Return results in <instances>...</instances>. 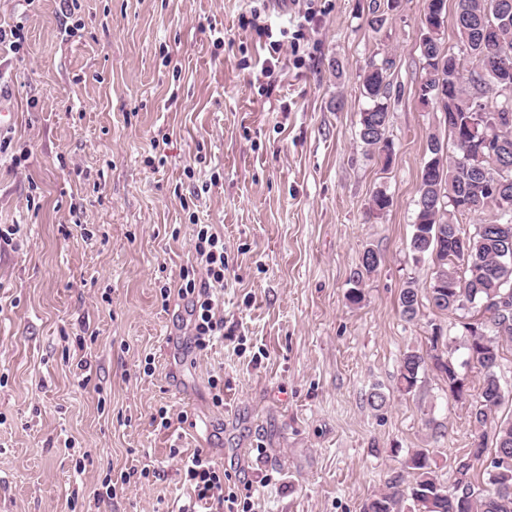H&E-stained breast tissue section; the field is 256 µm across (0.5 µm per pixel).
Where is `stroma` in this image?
<instances>
[{
	"instance_id": "35a3bbf8",
	"label": "stroma",
	"mask_w": 512,
	"mask_h": 512,
	"mask_svg": "<svg viewBox=\"0 0 512 512\" xmlns=\"http://www.w3.org/2000/svg\"><path fill=\"white\" fill-rule=\"evenodd\" d=\"M257 6L78 0L69 17L63 0H0V25L25 36L0 66L18 114L0 225L19 227L0 248V512H169L198 449L253 512H361L416 448L454 486L468 401L431 367L399 384L432 325L468 357L460 316L398 306L407 281H432L408 243L428 140L448 136L418 95L426 0H268L263 24L288 30L277 54ZM388 51L385 159L358 131L361 75ZM379 189L391 205L367 216ZM200 224L225 257L224 339L205 351L186 301L159 293ZM369 248L381 262L354 304ZM147 463L159 477L98 499L106 476Z\"/></svg>"
}]
</instances>
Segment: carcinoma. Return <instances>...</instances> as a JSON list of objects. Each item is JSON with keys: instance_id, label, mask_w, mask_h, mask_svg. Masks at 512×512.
<instances>
[{"instance_id": "cac0c4a2", "label": "carcinoma", "mask_w": 512, "mask_h": 512, "mask_svg": "<svg viewBox=\"0 0 512 512\" xmlns=\"http://www.w3.org/2000/svg\"><path fill=\"white\" fill-rule=\"evenodd\" d=\"M427 0L421 19L420 55L422 103L434 104L459 130L461 139L445 148L435 136L428 143L431 159L420 173L416 216L409 240L412 255L437 254L435 273L427 291L412 281L401 289L398 306L403 317L414 320L424 304L436 313L468 315L462 323L468 362L477 369L479 387L468 408L476 448L456 460V487L448 492L438 478L437 463L419 448L401 463L412 480L394 478L363 505L362 512H405L411 502L416 512H512V418L495 419L504 399L497 369L504 346L512 343V121H497L498 102L491 101L495 72L512 68V0ZM456 31L459 53L445 51L441 34L432 29L442 19ZM392 58L371 61L362 74L368 104L360 112L359 137L373 153L390 151L386 138ZM484 93L483 115L471 114L469 103ZM490 211L492 228L471 232L468 259L456 254L457 236L466 234L458 216ZM439 337H430V354L408 351L400 359V385L408 393L417 384L427 361L448 384L452 396L465 390V378L452 355L433 354ZM492 442L491 457L484 454ZM486 462L485 479H473L474 465Z\"/></svg>"}]
</instances>
